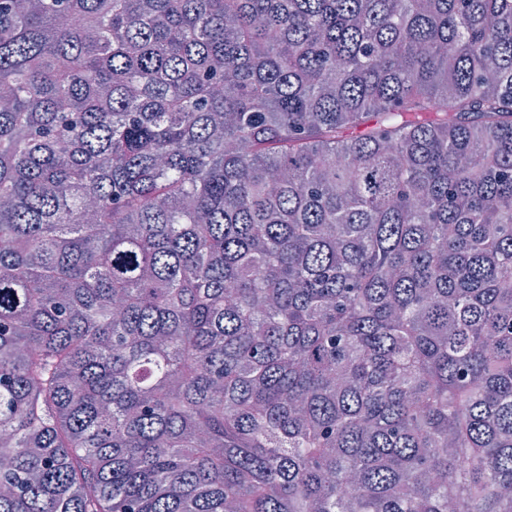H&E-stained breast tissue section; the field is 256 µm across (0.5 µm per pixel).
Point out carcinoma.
I'll list each match as a JSON object with an SVG mask.
<instances>
[{
  "label": "carcinoma",
  "instance_id": "obj_1",
  "mask_svg": "<svg viewBox=\"0 0 512 512\" xmlns=\"http://www.w3.org/2000/svg\"><path fill=\"white\" fill-rule=\"evenodd\" d=\"M1 99L0 512H512V0H0Z\"/></svg>",
  "mask_w": 512,
  "mask_h": 512
}]
</instances>
